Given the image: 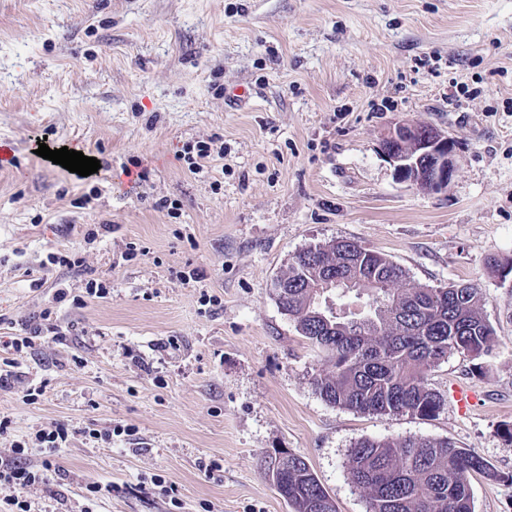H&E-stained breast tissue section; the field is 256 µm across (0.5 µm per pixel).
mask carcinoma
<instances>
[{
    "label": "carcinoma",
    "instance_id": "carcinoma-1",
    "mask_svg": "<svg viewBox=\"0 0 512 512\" xmlns=\"http://www.w3.org/2000/svg\"><path fill=\"white\" fill-rule=\"evenodd\" d=\"M336 239L291 258L288 295L273 285L296 330L323 354L326 370L313 384L329 404L361 414L437 416L442 396L429 373L454 353L479 358L495 343L484 314L487 297L472 283L431 287L411 282L407 271L380 253ZM353 284L376 281L359 314L320 316L327 297L317 286L325 271ZM351 483L367 494V512H474L471 477L495 476L477 453L450 441L421 437L363 439L348 452ZM291 512H336L333 499L304 457L288 456Z\"/></svg>",
    "mask_w": 512,
    "mask_h": 512
}]
</instances>
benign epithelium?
Masks as SVG:
<instances>
[{
    "label": "benign epithelium",
    "mask_w": 512,
    "mask_h": 512,
    "mask_svg": "<svg viewBox=\"0 0 512 512\" xmlns=\"http://www.w3.org/2000/svg\"><path fill=\"white\" fill-rule=\"evenodd\" d=\"M380 150L396 179L420 190H447L458 170L448 134L426 122L395 123L381 139Z\"/></svg>",
    "instance_id": "1"
}]
</instances>
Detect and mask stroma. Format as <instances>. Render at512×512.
Listing matches in <instances>:
<instances>
[{"instance_id":"1","label":"stroma","mask_w":512,"mask_h":512,"mask_svg":"<svg viewBox=\"0 0 512 512\" xmlns=\"http://www.w3.org/2000/svg\"><path fill=\"white\" fill-rule=\"evenodd\" d=\"M241 85L250 98L231 101ZM399 121L453 139L446 191L396 180L379 143ZM215 137L223 157L191 173L184 152ZM42 140L98 173L38 156ZM0 143V337L56 289L112 287L57 304L74 336L20 357L21 389L0 391V461L53 424L73 432L59 472L27 490L31 512H289L264 471L275 448L306 459L337 512H366L350 448L409 436L478 453L498 477L473 475L475 512H512V276L487 266L512 260V0H0ZM96 224L112 231L87 243ZM336 239L412 282L483 288L495 347L430 374L440 394L477 393L467 413L368 415L319 396L321 357L272 285ZM71 250L82 267L50 263ZM192 268L203 279L182 283ZM116 424L132 435L82 434Z\"/></svg>"}]
</instances>
